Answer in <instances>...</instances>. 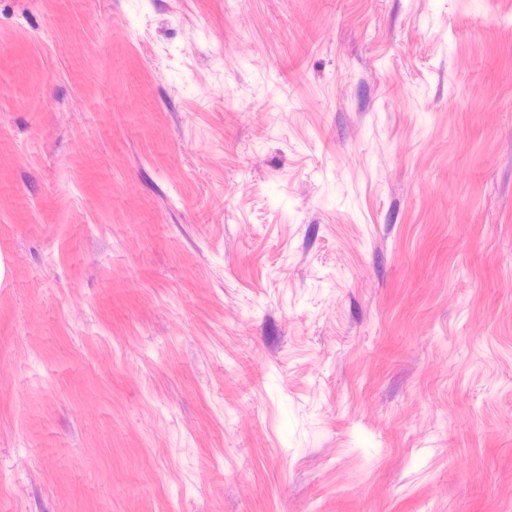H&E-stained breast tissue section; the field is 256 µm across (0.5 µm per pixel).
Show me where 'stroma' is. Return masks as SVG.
<instances>
[{
  "label": "stroma",
  "mask_w": 512,
  "mask_h": 512,
  "mask_svg": "<svg viewBox=\"0 0 512 512\" xmlns=\"http://www.w3.org/2000/svg\"><path fill=\"white\" fill-rule=\"evenodd\" d=\"M0 512H512V0H0Z\"/></svg>",
  "instance_id": "35a3bbf8"
}]
</instances>
